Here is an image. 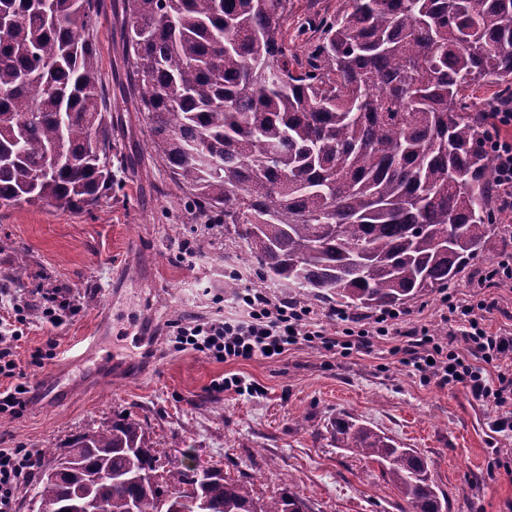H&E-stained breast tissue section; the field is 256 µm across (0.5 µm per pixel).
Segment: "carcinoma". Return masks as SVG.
Wrapping results in <instances>:
<instances>
[{"label": "carcinoma", "instance_id": "carcinoma-1", "mask_svg": "<svg viewBox=\"0 0 512 512\" xmlns=\"http://www.w3.org/2000/svg\"><path fill=\"white\" fill-rule=\"evenodd\" d=\"M127 78L152 151L201 217H220L260 280L356 310L448 287L494 234L490 104L512 101V0H340L288 41V0H122ZM105 0H0V205L62 210L112 190V110L93 39ZM493 89L488 98L477 95ZM73 163L44 171L52 152ZM337 447L383 466L406 512H442L429 463L342 417ZM53 509L311 512L288 487L171 461L118 416L48 448Z\"/></svg>", "mask_w": 512, "mask_h": 512}]
</instances>
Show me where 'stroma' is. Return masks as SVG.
Wrapping results in <instances>:
<instances>
[{
  "label": "stroma",
  "mask_w": 512,
  "mask_h": 512,
  "mask_svg": "<svg viewBox=\"0 0 512 512\" xmlns=\"http://www.w3.org/2000/svg\"><path fill=\"white\" fill-rule=\"evenodd\" d=\"M122 27V14L110 12L94 32L119 121L112 129L111 192L71 211L0 206V284L11 282L12 298L55 288L80 299L79 310L62 312L59 325L29 317L17 350L28 383L60 370L68 348L102 316L106 359L63 372L70 398L0 416V448H63L130 413L183 464L217 467L234 479L256 475L257 497L280 493L288 474L315 512H402L405 503L380 466L336 448L327 433L330 418L349 416L430 461L448 512H512V435L491 433L497 409L463 387H440L402 366L394 353L402 337H381L368 352L332 355L304 343L277 359L227 363L167 346V322L229 310L225 270L238 269L241 287L256 288L260 268L244 241L223 225L201 222L176 199L127 90ZM189 239L200 247L186 258ZM511 239L512 214L504 213L496 235L449 291L479 296L478 272L496 265ZM232 374L258 393L210 391L212 380Z\"/></svg>",
  "instance_id": "obj_1"
}]
</instances>
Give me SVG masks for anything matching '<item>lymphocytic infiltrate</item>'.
I'll return each mask as SVG.
<instances>
[{"label":"lymphocytic infiltrate","mask_w":512,"mask_h":512,"mask_svg":"<svg viewBox=\"0 0 512 512\" xmlns=\"http://www.w3.org/2000/svg\"><path fill=\"white\" fill-rule=\"evenodd\" d=\"M512 284V251H504L497 265L482 274L479 285L487 293L477 300L443 298L442 318L447 335L428 327H403L401 314L386 309L360 317L340 308H330L329 317L339 320L341 332L325 328L318 311L277 298L264 289L248 288L236 296L239 313L224 317L187 314L170 322L168 341L176 349H192L221 362L280 357L307 342L327 352L362 351L374 338L402 336L404 366L418 372L424 381L441 386H463L485 405L499 409L492 421L496 433L512 432V331H489L486 321L501 304L495 289ZM36 451L0 448V512H12L22 485L37 464Z\"/></svg>","instance_id":"f902f5d3"}]
</instances>
